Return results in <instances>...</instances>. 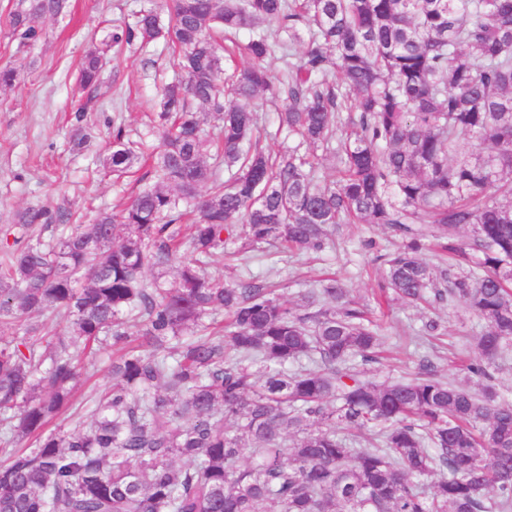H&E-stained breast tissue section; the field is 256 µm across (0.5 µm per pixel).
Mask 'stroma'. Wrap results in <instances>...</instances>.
Wrapping results in <instances>:
<instances>
[{"mask_svg":"<svg viewBox=\"0 0 512 512\" xmlns=\"http://www.w3.org/2000/svg\"><path fill=\"white\" fill-rule=\"evenodd\" d=\"M14 4L0 0V68H19L14 86L0 88V257L19 235L16 214L27 207L63 208L72 213V224H89L98 211L120 209L141 185H152L142 164L135 167L134 177L120 183L101 174V161L109 151L107 124L117 115L130 140L147 136L159 88L173 75V53L159 41L112 56L98 89L74 90L88 46L141 8L164 10L163 0H71L67 15L46 20L41 40L24 48L10 36L8 16ZM78 111L88 131L80 147L71 141L72 117ZM335 240V247L323 253L301 255L267 247L242 256L238 244L229 243L215 253L206 271L227 282L254 280L276 286L286 301L333 276L354 297L370 299L383 268L380 257L399 244V237L385 226L344 224ZM377 320L387 353L369 364L367 378L410 376L427 356L441 380L476 388L478 379L466 365L476 356L475 339L484 324L462 306L420 309L397 301ZM432 320L437 331H426ZM78 359L84 381L74 409L53 420L56 431L87 430L92 396L112 383L111 349L82 353Z\"/></svg>","mask_w":512,"mask_h":512,"instance_id":"35a3bbf8","label":"stroma"}]
</instances>
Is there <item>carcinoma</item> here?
Here are the masks:
<instances>
[{"label": "carcinoma", "mask_w": 512, "mask_h": 512, "mask_svg": "<svg viewBox=\"0 0 512 512\" xmlns=\"http://www.w3.org/2000/svg\"><path fill=\"white\" fill-rule=\"evenodd\" d=\"M68 7L17 0L10 33L30 46ZM169 10L166 27L152 7L113 27L78 74L94 89L112 48L171 46L160 150L134 146L114 119L102 160L121 177L147 157L155 186L51 241L15 238L0 268V327L13 329L0 338V512H512V404L491 386L441 381L428 359L406 381L364 378L353 360H378L379 333L335 279L290 304L263 283L205 273L241 223L245 249L311 252L338 224L387 226L402 244L381 256L377 304L464 305L485 323L467 370L491 379L512 344V200L496 199L512 196V0H169ZM277 50L287 72L274 81L264 62ZM259 95L281 104L278 131L297 138L277 160L257 137ZM320 154L339 180L319 183ZM186 217L174 280L147 283L145 268L178 259ZM71 219L37 207L17 223ZM432 239L476 261L432 266L421 257ZM50 311L67 338L28 321ZM80 343L117 348L112 385L88 432L46 434L79 384Z\"/></svg>", "instance_id": "carcinoma-1"}]
</instances>
